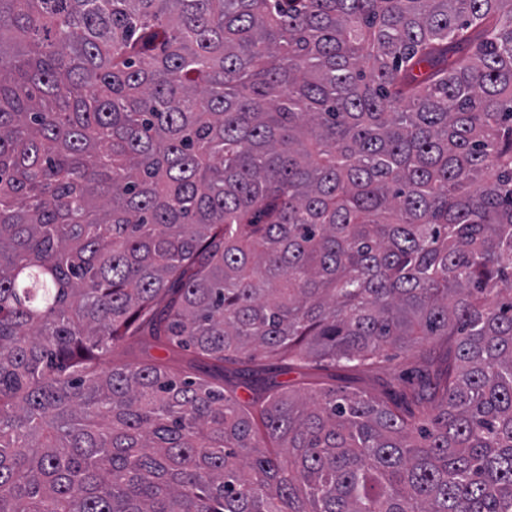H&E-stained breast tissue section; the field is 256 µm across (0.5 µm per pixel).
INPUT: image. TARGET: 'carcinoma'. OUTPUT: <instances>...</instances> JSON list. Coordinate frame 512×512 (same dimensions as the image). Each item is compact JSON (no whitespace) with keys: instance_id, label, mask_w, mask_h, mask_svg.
<instances>
[{"instance_id":"carcinoma-1","label":"carcinoma","mask_w":512,"mask_h":512,"mask_svg":"<svg viewBox=\"0 0 512 512\" xmlns=\"http://www.w3.org/2000/svg\"><path fill=\"white\" fill-rule=\"evenodd\" d=\"M0 512H512V0H0ZM189 354L190 353L187 350L179 348H174L172 350L151 348L147 353H144L137 345H131L127 342H119L112 349L111 360L114 363L120 364L133 361L135 359H147L152 356L155 358L170 359V364L175 368H179L185 364V361L192 358ZM390 353L392 354V359L383 363L379 368H362L350 373H340L341 375H337L336 373V378L330 376L334 371H295L285 375H278L277 380L293 384L294 387L297 388L301 387L303 382L311 381L312 378L318 374L320 376L319 381L324 383L325 387L336 385V388L349 387V390L357 389L377 393L382 385H387L390 382L396 383L397 381L395 379L406 369L411 367L410 362L412 356L410 353H405L397 349L390 351Z\"/></svg>"}]
</instances>
